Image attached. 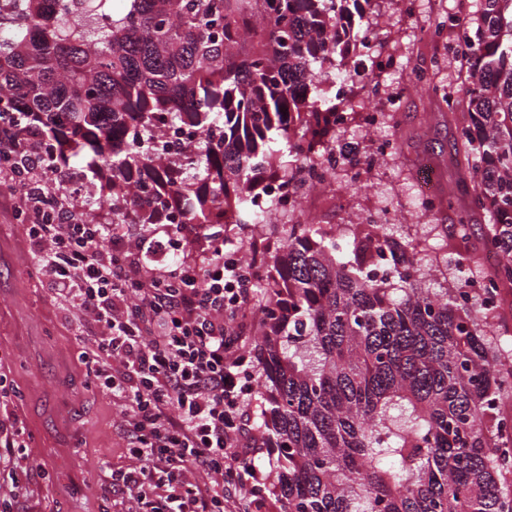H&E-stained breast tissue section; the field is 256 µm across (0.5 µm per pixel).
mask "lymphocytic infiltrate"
<instances>
[{
	"label": "lymphocytic infiltrate",
	"mask_w": 512,
	"mask_h": 512,
	"mask_svg": "<svg viewBox=\"0 0 512 512\" xmlns=\"http://www.w3.org/2000/svg\"><path fill=\"white\" fill-rule=\"evenodd\" d=\"M0 157L22 159L15 180L32 203L44 173L33 140L0 129ZM56 210V223L29 227L39 269L98 327L95 382L124 401L130 452L143 462L103 493L135 492L141 512H260L262 478L237 423L252 391L238 318L251 272L221 246L202 264L147 268L124 225L89 223L74 196ZM244 476L248 501L232 491Z\"/></svg>",
	"instance_id": "1"
}]
</instances>
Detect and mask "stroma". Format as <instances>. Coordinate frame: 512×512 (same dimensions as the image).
<instances>
[{"label":"stroma","instance_id":"1","mask_svg":"<svg viewBox=\"0 0 512 512\" xmlns=\"http://www.w3.org/2000/svg\"><path fill=\"white\" fill-rule=\"evenodd\" d=\"M477 0H420L417 15L405 14L399 0H370L364 28L373 48L396 59L398 66L381 75V92L357 93L361 110H387V97L401 93L393 121L368 131L357 124L336 133L337 144H352L359 156L370 155L381 139L392 142L390 153L364 173L365 189L357 195L314 193L305 201L307 216L337 228L397 218L398 233L436 245L422 266L447 273L448 286L486 272L485 263H459L463 250H479L487 229L482 213L471 219L467 242H460L455 217L443 212L428 221L419 211L414 170L427 163L436 173L432 195L447 197L458 177L450 161L457 123L436 89L460 83L462 65L447 45L420 38L423 26L462 15L477 17ZM430 68L433 91H406L416 68ZM19 200L8 183L0 184V375L19 391L12 403L0 404V418H15L26 428L28 468L25 491L12 495L9 478H0V498L13 512H128L130 494L103 495L110 476L135 466L129 452L125 405L93 382L84 352L94 350L95 325L76 303L61 294L37 270V247L18 212Z\"/></svg>","mask_w":512,"mask_h":512}]
</instances>
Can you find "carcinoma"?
Wrapping results in <instances>:
<instances>
[{
	"label": "carcinoma",
	"instance_id": "obj_1",
	"mask_svg": "<svg viewBox=\"0 0 512 512\" xmlns=\"http://www.w3.org/2000/svg\"><path fill=\"white\" fill-rule=\"evenodd\" d=\"M0 0V119L33 136L55 168L93 186L99 224L208 229L288 225L257 276L265 294L261 435L277 448L266 491L281 512H512V356L486 310L425 287L420 250L389 224L347 238L285 211L289 184L336 148L338 105L322 84L356 64L361 0ZM454 162L468 205L458 233L488 216L483 250L503 305L512 295V0H479L468 37ZM197 136L177 160L154 140ZM63 185L39 191L54 211Z\"/></svg>",
	"mask_w": 512,
	"mask_h": 512
}]
</instances>
